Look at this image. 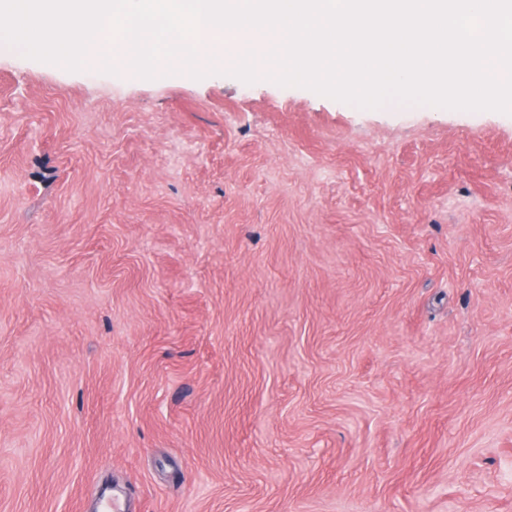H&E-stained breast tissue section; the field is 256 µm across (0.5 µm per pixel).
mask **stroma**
I'll return each instance as SVG.
<instances>
[{"label":"stroma","instance_id":"1","mask_svg":"<svg viewBox=\"0 0 512 512\" xmlns=\"http://www.w3.org/2000/svg\"><path fill=\"white\" fill-rule=\"evenodd\" d=\"M512 512V114L0 53V512Z\"/></svg>","mask_w":512,"mask_h":512}]
</instances>
